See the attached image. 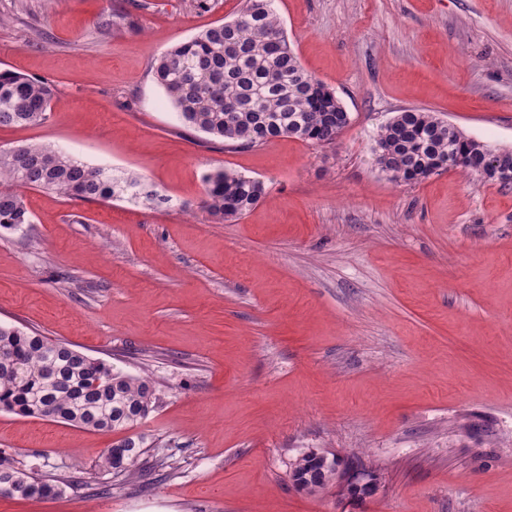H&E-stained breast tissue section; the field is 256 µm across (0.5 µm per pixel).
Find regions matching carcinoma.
Returning a JSON list of instances; mask_svg holds the SVG:
<instances>
[{
	"mask_svg": "<svg viewBox=\"0 0 512 512\" xmlns=\"http://www.w3.org/2000/svg\"><path fill=\"white\" fill-rule=\"evenodd\" d=\"M189 126L225 143L250 148L280 136L333 144L348 124L335 93L306 72L294 53L274 0H244L235 18L164 52L154 68ZM49 84L0 71V127L46 119ZM490 147L464 136L436 114L404 110L375 137L374 163L395 182H418L448 166L496 182L512 176V151L483 165ZM201 208L222 221L241 217L264 193L251 177L219 171L204 177ZM55 192L70 199L107 203L120 194L161 204L166 198L141 176L123 179L49 147L0 148V228L32 223L23 190ZM0 409L51 418L93 432L134 429L154 409L146 379L96 361L65 342L0 324ZM143 441L124 437L107 449L104 464L126 476L138 474ZM336 460L308 453L292 478L309 492L327 486ZM63 493V487L14 466L0 456V495L24 499Z\"/></svg>",
	"mask_w": 512,
	"mask_h": 512,
	"instance_id": "cac0c4a2",
	"label": "carcinoma"
}]
</instances>
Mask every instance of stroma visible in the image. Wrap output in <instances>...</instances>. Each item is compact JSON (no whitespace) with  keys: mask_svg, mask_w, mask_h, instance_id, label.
<instances>
[{"mask_svg":"<svg viewBox=\"0 0 512 512\" xmlns=\"http://www.w3.org/2000/svg\"><path fill=\"white\" fill-rule=\"evenodd\" d=\"M243 0H0V70L50 84L48 145L164 204L25 190L0 228V323L150 377L140 478L104 467L122 432L0 410V453L65 482L0 512H512V186L448 169L396 184L372 136L436 112L512 150V0H276L303 68L349 123L337 144L234 148L185 128L157 58ZM264 182L241 218L204 177ZM378 475L357 503L295 485L302 455Z\"/></svg>","mask_w":512,"mask_h":512,"instance_id":"35a3bbf8","label":"stroma"}]
</instances>
